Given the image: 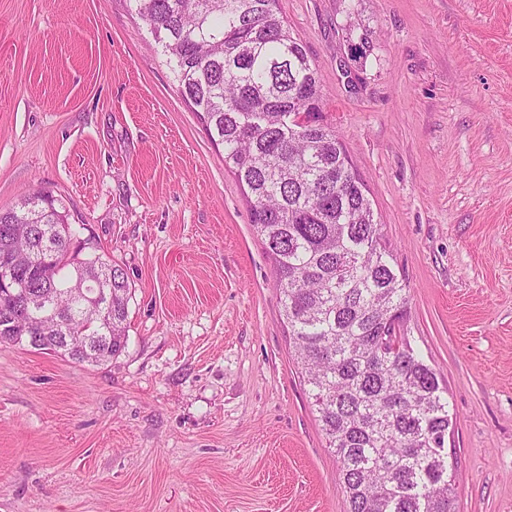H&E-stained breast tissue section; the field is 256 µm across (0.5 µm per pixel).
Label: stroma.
<instances>
[{
  "label": "stroma",
  "instance_id": "35a3bbf8",
  "mask_svg": "<svg viewBox=\"0 0 512 512\" xmlns=\"http://www.w3.org/2000/svg\"><path fill=\"white\" fill-rule=\"evenodd\" d=\"M278 7L448 387L457 512H512V0ZM38 189L128 331L99 365L0 345V512H346L241 187L128 0H0V211Z\"/></svg>",
  "mask_w": 512,
  "mask_h": 512
}]
</instances>
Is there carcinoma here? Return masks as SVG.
Returning <instances> with one entry per match:
<instances>
[{"instance_id": "obj_1", "label": "carcinoma", "mask_w": 512, "mask_h": 512, "mask_svg": "<svg viewBox=\"0 0 512 512\" xmlns=\"http://www.w3.org/2000/svg\"><path fill=\"white\" fill-rule=\"evenodd\" d=\"M182 99L242 184L274 262L281 316L336 456L346 512H457L447 387L398 335L404 276L365 184L322 117L323 88L278 0H129ZM75 240L48 192L0 211V258L38 305L0 294V345L100 364L126 342L125 272ZM90 249L85 258L81 251Z\"/></svg>"}]
</instances>
